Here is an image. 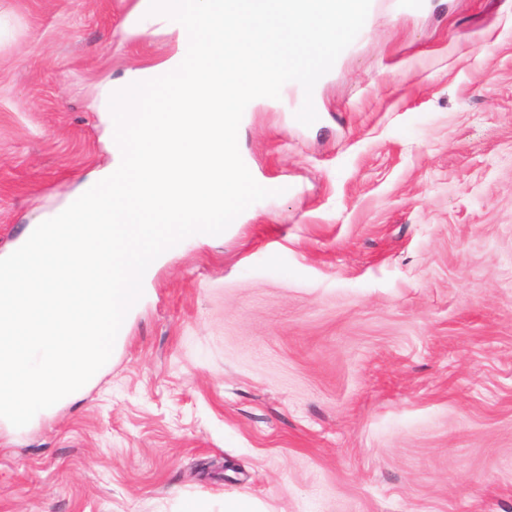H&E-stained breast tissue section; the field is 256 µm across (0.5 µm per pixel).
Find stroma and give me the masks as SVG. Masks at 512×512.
<instances>
[{
    "label": "stroma",
    "instance_id": "obj_1",
    "mask_svg": "<svg viewBox=\"0 0 512 512\" xmlns=\"http://www.w3.org/2000/svg\"><path fill=\"white\" fill-rule=\"evenodd\" d=\"M141 0H0V254L111 161L102 87L175 55ZM248 105L288 193L167 250L75 404L0 421V512H512V0H377Z\"/></svg>",
    "mask_w": 512,
    "mask_h": 512
}]
</instances>
